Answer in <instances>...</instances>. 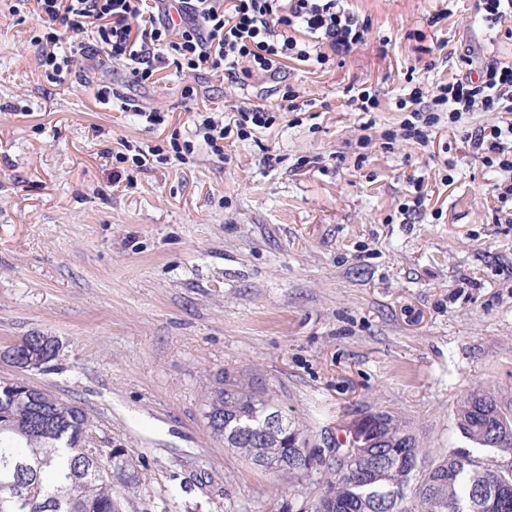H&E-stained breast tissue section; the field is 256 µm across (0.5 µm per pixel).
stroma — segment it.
<instances>
[{"label":"stroma","instance_id":"1","mask_svg":"<svg viewBox=\"0 0 512 512\" xmlns=\"http://www.w3.org/2000/svg\"><path fill=\"white\" fill-rule=\"evenodd\" d=\"M11 5L0 0V349L56 337V358L24 378L81 406L98 446L121 453L120 512H311L322 467L258 468L207 427L221 371L314 446L386 411L430 455L512 467L456 420L478 388L512 410V223H500L497 174L466 138L497 115L443 125L425 149L382 138L404 117L401 72L429 87L512 61V21L476 18L471 0H351L365 43L283 78L326 110L284 114L220 157L197 145L118 193L100 159L117 140L164 151L172 135L193 139L183 84L197 104L231 106L268 95L270 80L203 72L140 86L125 63L83 59L58 86L37 64L33 22ZM442 10L447 22L429 27ZM440 42L455 55L417 69ZM354 83L378 92L377 111H339ZM104 86L105 105L94 97ZM155 108L168 113L160 129L143 118ZM413 178L427 202L408 216Z\"/></svg>","mask_w":512,"mask_h":512}]
</instances>
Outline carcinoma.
I'll return each mask as SVG.
<instances>
[{
  "label": "carcinoma",
  "mask_w": 512,
  "mask_h": 512,
  "mask_svg": "<svg viewBox=\"0 0 512 512\" xmlns=\"http://www.w3.org/2000/svg\"><path fill=\"white\" fill-rule=\"evenodd\" d=\"M206 401V411L221 414L210 431L252 462L288 460V473L303 476L307 435L285 419L284 434L265 435V416L275 410L249 384L222 372ZM17 390L0 381V412L23 417L0 422V512H118L120 492L108 470L123 467L121 454L87 456L89 420L80 406L47 394L43 403L15 400ZM376 443L347 465L336 454L317 465L330 474L321 496L336 501L335 512H512V474L500 475L468 455L453 453L431 461L417 447L407 426L392 414L374 412ZM457 425L469 441L498 449L503 435L512 436V414L495 396L477 389L457 409ZM417 449L419 468L409 470L396 457L406 445ZM374 468L366 480L360 472Z\"/></svg>",
  "instance_id": "cac0c4a2"
}]
</instances>
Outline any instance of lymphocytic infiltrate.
<instances>
[{"instance_id": "obj_1", "label": "lymphocytic infiltrate", "mask_w": 512, "mask_h": 512, "mask_svg": "<svg viewBox=\"0 0 512 512\" xmlns=\"http://www.w3.org/2000/svg\"><path fill=\"white\" fill-rule=\"evenodd\" d=\"M41 27L31 45L47 80L71 78L82 59L122 61L133 83L154 82L166 68L188 77L208 71L230 82L259 73L281 74L286 61L326 65L366 40L368 27L347 0H16ZM312 99L284 87L275 101L263 99L238 108L233 125L214 113L197 112L194 140L171 139L176 160L193 153L196 141L223 155L230 136L249 138L269 128L280 112H307ZM406 114L400 138L427 146L442 119L458 123L473 112H502L505 120L469 135L476 158L494 167L500 203L512 202V63L494 61L478 74L453 75L435 92L409 87L398 100Z\"/></svg>"}]
</instances>
